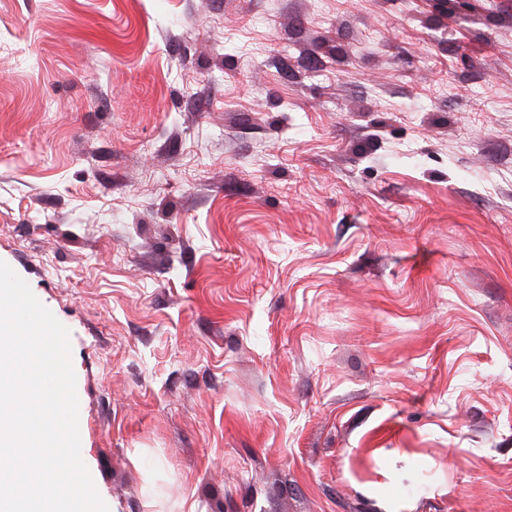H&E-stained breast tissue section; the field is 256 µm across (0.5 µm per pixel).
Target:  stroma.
Listing matches in <instances>:
<instances>
[{
	"mask_svg": "<svg viewBox=\"0 0 512 512\" xmlns=\"http://www.w3.org/2000/svg\"><path fill=\"white\" fill-rule=\"evenodd\" d=\"M0 261L108 512H512V0H0Z\"/></svg>",
	"mask_w": 512,
	"mask_h": 512,
	"instance_id": "35a3bbf8",
	"label": "stroma"
}]
</instances>
